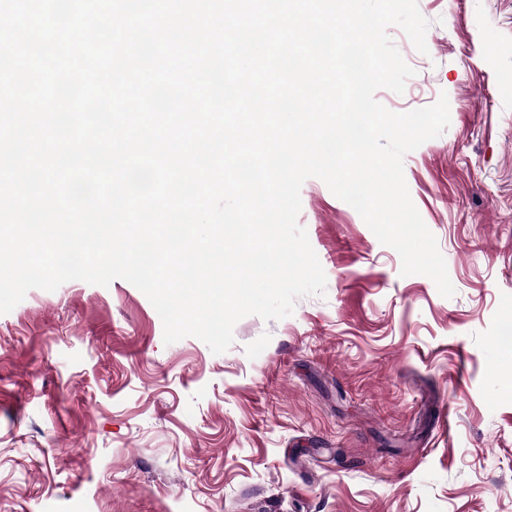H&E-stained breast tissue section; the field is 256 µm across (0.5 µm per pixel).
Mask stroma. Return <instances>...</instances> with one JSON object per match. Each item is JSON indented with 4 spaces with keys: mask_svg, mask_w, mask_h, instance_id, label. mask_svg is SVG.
Returning <instances> with one entry per match:
<instances>
[{
    "mask_svg": "<svg viewBox=\"0 0 512 512\" xmlns=\"http://www.w3.org/2000/svg\"><path fill=\"white\" fill-rule=\"evenodd\" d=\"M394 112L447 96L403 158L442 297L317 178L298 221L326 274L221 354L168 344L123 279L0 315V512H512V0H417Z\"/></svg>",
    "mask_w": 512,
    "mask_h": 512,
    "instance_id": "1",
    "label": "stroma"
}]
</instances>
